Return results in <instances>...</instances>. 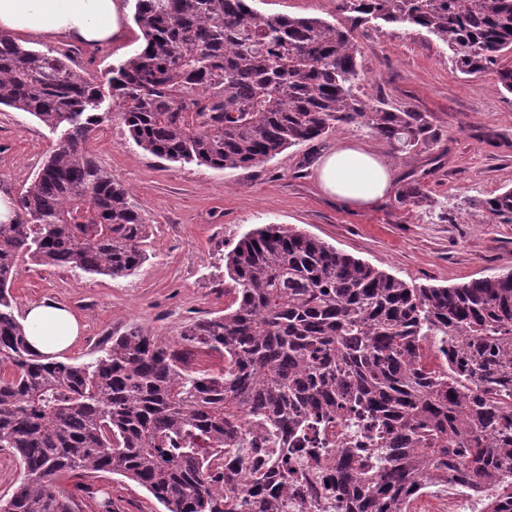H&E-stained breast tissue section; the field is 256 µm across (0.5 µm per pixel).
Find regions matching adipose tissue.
Instances as JSON below:
<instances>
[{"label": "adipose tissue", "instance_id": "ef3b65f1", "mask_svg": "<svg viewBox=\"0 0 512 512\" xmlns=\"http://www.w3.org/2000/svg\"><path fill=\"white\" fill-rule=\"evenodd\" d=\"M123 0H0V34L101 45L122 38ZM322 191L346 206L367 208L392 188V172L371 149L344 141L327 153L317 170ZM22 322L30 346L48 359L75 345L80 324L65 306L50 300L32 303Z\"/></svg>", "mask_w": 512, "mask_h": 512}]
</instances>
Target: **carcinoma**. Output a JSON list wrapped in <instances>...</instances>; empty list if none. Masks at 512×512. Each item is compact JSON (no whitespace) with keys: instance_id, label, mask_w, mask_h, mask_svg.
Here are the masks:
<instances>
[{"instance_id":"1","label":"carcinoma","mask_w":512,"mask_h":512,"mask_svg":"<svg viewBox=\"0 0 512 512\" xmlns=\"http://www.w3.org/2000/svg\"><path fill=\"white\" fill-rule=\"evenodd\" d=\"M350 24L266 14L247 0H135L144 44L107 84L67 54L0 36V106L60 139L0 223V449L21 480L0 512H73L62 480L125 477L163 512H287L288 472L250 466L248 417L286 457L318 418L386 430L373 452L339 448L337 512H407L442 479L493 487L486 512H512V272L416 286L281 224L248 233L225 258L234 296L190 323L184 345L224 360L187 366L163 336L133 328L89 362L46 360L27 342L9 292L31 259L127 277L147 261L149 225L87 148L119 120L134 144L172 162L254 167L358 123L398 150L432 149L428 115L360 97L355 21L432 34L463 75L496 67L512 94V0H343ZM108 88L117 111L98 112ZM418 181L399 200L416 205ZM512 223V187L474 203ZM436 338L441 362L422 364ZM249 465L247 482L238 467Z\"/></svg>"}]
</instances>
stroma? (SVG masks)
<instances>
[{
    "mask_svg": "<svg viewBox=\"0 0 512 512\" xmlns=\"http://www.w3.org/2000/svg\"><path fill=\"white\" fill-rule=\"evenodd\" d=\"M341 0H255L268 14L344 19ZM361 90L370 99L428 113L443 160L399 151L368 129L344 125L326 139L287 149L258 166L227 174L193 163L156 158L132 142L118 122L103 124L90 150L139 205L152 236L148 260L134 275L111 278L20 262L11 286L16 310L33 301L68 307L82 332L67 357L92 358L97 345L137 327L179 343L189 322L223 314L232 298L224 258L245 234L282 224L416 285L454 286L512 271V223L472 209V201L512 187V95L496 75L460 74L448 48L434 36L377 20L355 31ZM136 25L122 41L87 46L65 40L21 38L22 46L70 51L77 68L104 77L142 44ZM344 140L388 159L397 179L421 176L419 205L390 192L374 207L350 210L328 199L316 168L300 171L306 153L321 157ZM56 141L28 113L0 106V192L18 197ZM76 512H161L131 480L108 474L68 480Z\"/></svg>",
    "mask_w": 512,
    "mask_h": 512,
    "instance_id": "1",
    "label": "stroma"
}]
</instances>
